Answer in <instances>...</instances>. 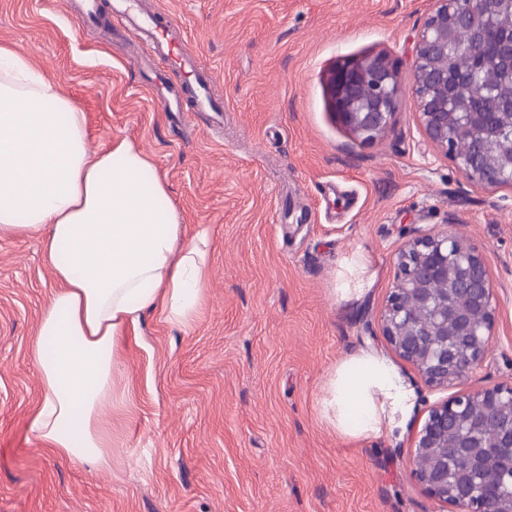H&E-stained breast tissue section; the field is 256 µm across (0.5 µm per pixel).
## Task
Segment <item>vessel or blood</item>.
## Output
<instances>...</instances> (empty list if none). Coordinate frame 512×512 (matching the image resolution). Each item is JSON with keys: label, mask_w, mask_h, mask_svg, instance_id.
<instances>
[{"label": "vessel or blood", "mask_w": 512, "mask_h": 512, "mask_svg": "<svg viewBox=\"0 0 512 512\" xmlns=\"http://www.w3.org/2000/svg\"><path fill=\"white\" fill-rule=\"evenodd\" d=\"M111 13L140 36L151 53L154 60L151 87L164 111L180 117L191 110L222 111V104L212 94L213 71L202 66L198 57L187 49L183 30L175 20L159 13H142L134 0H112ZM173 65L179 66L184 74V89L166 83L165 70Z\"/></svg>", "instance_id": "vessel-or-blood-1"}]
</instances>
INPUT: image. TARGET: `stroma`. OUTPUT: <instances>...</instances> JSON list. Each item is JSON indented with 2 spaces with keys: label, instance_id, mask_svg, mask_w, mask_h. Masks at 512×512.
Here are the masks:
<instances>
[{
  "label": "stroma",
  "instance_id": "obj_1",
  "mask_svg": "<svg viewBox=\"0 0 512 512\" xmlns=\"http://www.w3.org/2000/svg\"><path fill=\"white\" fill-rule=\"evenodd\" d=\"M216 75L224 126L157 106L142 42L111 37L63 0H0V44L86 112L90 146L137 141L188 231L212 232L208 302L185 328L146 313L120 355L130 400L112 469L60 460L27 430L40 398L29 346L54 286L37 237L0 239V512H435L411 474L418 424L467 388L512 385V189L470 184L427 139L411 83L389 132L355 141L335 119L329 68L387 54L408 77L430 0H154ZM487 262L497 321L468 385L427 386L380 331L398 250L449 218ZM367 257L366 291L340 299ZM394 360L415 393L393 431L337 432L323 400L337 364Z\"/></svg>",
  "mask_w": 512,
  "mask_h": 512
}]
</instances>
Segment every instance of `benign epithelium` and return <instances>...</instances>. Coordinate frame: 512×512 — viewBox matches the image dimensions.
<instances>
[{"label":"benign epithelium","mask_w":512,"mask_h":512,"mask_svg":"<svg viewBox=\"0 0 512 512\" xmlns=\"http://www.w3.org/2000/svg\"><path fill=\"white\" fill-rule=\"evenodd\" d=\"M415 45L412 90L421 126L436 148L454 162L474 186L512 188L508 164L488 163L493 138L459 149L462 136L483 121L482 104L471 105L468 125H456L448 92V48L472 55L477 67L486 58L479 41L459 42L456 29L471 21L474 4L493 11L501 0H432ZM404 77L384 55L346 61L332 69L328 92L338 121L362 142L383 136L399 104ZM494 288L483 256L455 231V225L410 239L397 253L393 284L380 315V329L393 349L430 387L468 381L491 351L497 311ZM495 427L493 438L486 431ZM467 448L492 454L512 449V386L494 385L437 404L416 432L412 475L443 512H512L502 507L503 490L512 486V458L500 473L476 480L470 470L448 473V436Z\"/></svg>","instance_id":"1"}]
</instances>
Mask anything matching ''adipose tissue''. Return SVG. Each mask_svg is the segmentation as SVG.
I'll use <instances>...</instances> for the list:
<instances>
[{
  "instance_id": "ef3b65f1",
  "label": "adipose tissue",
  "mask_w": 512,
  "mask_h": 512,
  "mask_svg": "<svg viewBox=\"0 0 512 512\" xmlns=\"http://www.w3.org/2000/svg\"><path fill=\"white\" fill-rule=\"evenodd\" d=\"M167 197L135 141L92 149L86 113L0 46V238L40 234L53 276L30 345L42 397L28 430L60 459L111 468L125 337L146 312L188 327L206 305L210 232L187 233ZM413 398L388 358L362 352L337 365L324 405L339 433L376 437Z\"/></svg>"
}]
</instances>
